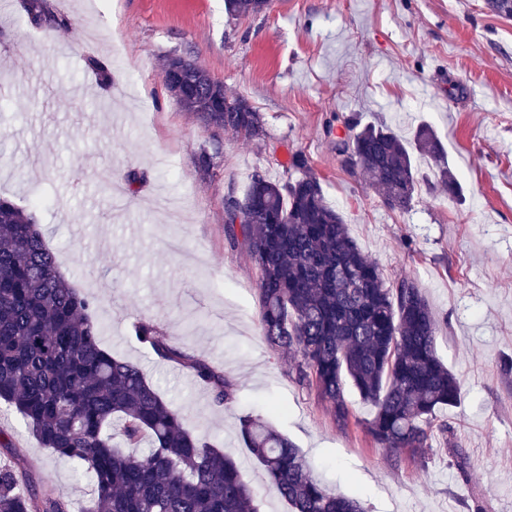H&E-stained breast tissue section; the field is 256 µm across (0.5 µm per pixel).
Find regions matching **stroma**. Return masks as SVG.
I'll return each mask as SVG.
<instances>
[{"mask_svg":"<svg viewBox=\"0 0 512 512\" xmlns=\"http://www.w3.org/2000/svg\"><path fill=\"white\" fill-rule=\"evenodd\" d=\"M43 6L56 25L0 0V196L41 199L39 222L61 270L94 299L103 345L139 365L184 409L187 429L237 463L259 512L291 508L240 436L246 414L288 436L316 479L368 512H512V373L501 367L512 357V18L484 0H270L240 17L224 0ZM170 54L246 98L262 138L182 110L162 82ZM352 114L406 138L431 126L460 193L420 156L410 209L386 207L341 169L324 134L326 121ZM295 152L385 279H413L435 313L437 353L462 395L443 414L449 440H436L426 465L374 446L363 423L375 408L355 390L339 429L328 403L296 380L292 355L262 335L260 273L245 246L226 240L225 201L243 197L254 175L283 179ZM142 317L221 369L233 401L214 406L188 370L132 340ZM0 432L13 443L0 447V465L20 459L36 486L76 510L90 498L74 463L43 448L3 402Z\"/></svg>","mask_w":512,"mask_h":512,"instance_id":"1","label":"stroma"}]
</instances>
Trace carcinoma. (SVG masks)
I'll return each instance as SVG.
<instances>
[{"mask_svg": "<svg viewBox=\"0 0 512 512\" xmlns=\"http://www.w3.org/2000/svg\"><path fill=\"white\" fill-rule=\"evenodd\" d=\"M230 16L259 12V0H224ZM181 108L204 123L258 138L262 120L221 82L195 76L165 84ZM336 155L350 154L385 205L407 210L418 189L415 154L438 162V178L460 193L433 130L404 140L389 127L343 120ZM285 170L295 179L252 178L240 202L248 224L227 217L231 243L243 241L260 270L263 337L295 358L297 379L329 403L338 427L350 421L351 385L375 407L364 428L374 444L422 464L433 440L448 432L439 413L454 407L461 383L437 354L434 313L414 280L385 281L325 201L308 157L296 152ZM34 200L0 198V400L41 445L76 463L94 492L82 512H258L235 461L184 426L140 367L104 349L94 300L57 266ZM130 337L158 359L188 369L215 406L233 400L231 384L208 362L173 345L151 319L131 323ZM241 437L291 512H366L360 500L329 492L311 475L295 444L262 418H239ZM144 456L124 452L143 439ZM0 512H72L71 503L33 484L26 466H0Z\"/></svg>", "mask_w": 512, "mask_h": 512, "instance_id": "1", "label": "carcinoma"}]
</instances>
